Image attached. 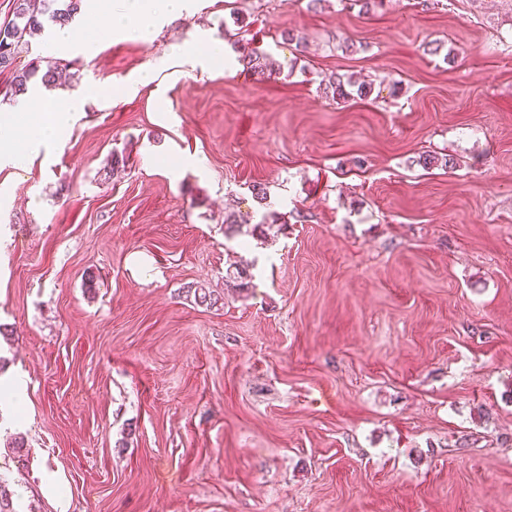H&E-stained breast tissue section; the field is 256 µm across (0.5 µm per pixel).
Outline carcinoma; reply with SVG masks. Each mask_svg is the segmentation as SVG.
Here are the masks:
<instances>
[{"label":"carcinoma","instance_id":"cac0c4a2","mask_svg":"<svg viewBox=\"0 0 512 512\" xmlns=\"http://www.w3.org/2000/svg\"><path fill=\"white\" fill-rule=\"evenodd\" d=\"M81 0H12L13 19L0 28V72L13 69L14 61L22 46L26 44L25 35L43 27V20L54 24L67 25L80 12ZM246 69L260 76H272L280 73V66L271 56L257 49L242 47V56L238 57ZM60 62L49 61L45 70L38 67L13 73L11 94L18 95L28 91L31 80L41 75V82H55ZM332 98L345 99L356 96L360 99L371 94L372 87L357 84L351 78L341 75L336 82L326 86Z\"/></svg>","mask_w":512,"mask_h":512}]
</instances>
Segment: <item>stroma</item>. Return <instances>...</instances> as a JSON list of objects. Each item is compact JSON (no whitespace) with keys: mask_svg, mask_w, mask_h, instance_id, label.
<instances>
[{"mask_svg":"<svg viewBox=\"0 0 512 512\" xmlns=\"http://www.w3.org/2000/svg\"><path fill=\"white\" fill-rule=\"evenodd\" d=\"M308 3L189 0L145 42L60 55L50 26L19 53L97 93L0 166L16 512H512V0ZM242 26L279 75L238 64ZM192 38L223 68L170 58ZM336 74L372 94L333 100Z\"/></svg>","mask_w":512,"mask_h":512,"instance_id":"obj_1","label":"stroma"}]
</instances>
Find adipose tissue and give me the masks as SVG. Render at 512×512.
Here are the masks:
<instances>
[{
    "label": "adipose tissue",
    "mask_w": 512,
    "mask_h": 512,
    "mask_svg": "<svg viewBox=\"0 0 512 512\" xmlns=\"http://www.w3.org/2000/svg\"><path fill=\"white\" fill-rule=\"evenodd\" d=\"M187 6L188 0H121L116 8L112 0H92L90 13L104 36L144 40L159 21L182 15ZM93 93L90 87L62 90L45 99L34 91L19 100L0 120V162L18 165L59 144L69 133L73 113Z\"/></svg>",
    "instance_id": "obj_1"
}]
</instances>
